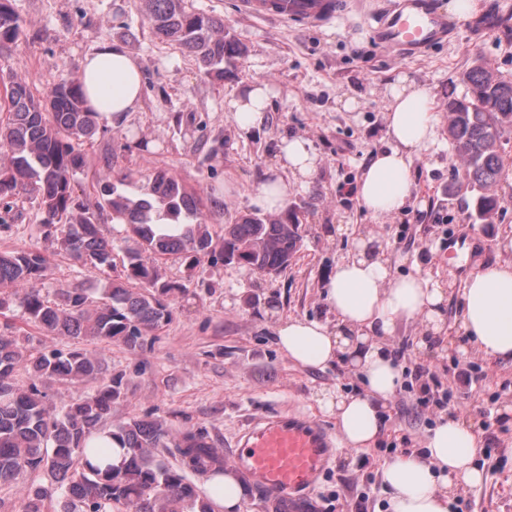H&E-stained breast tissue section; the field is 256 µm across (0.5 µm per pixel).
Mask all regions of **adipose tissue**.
Masks as SVG:
<instances>
[{"instance_id":"obj_1","label":"adipose tissue","mask_w":512,"mask_h":512,"mask_svg":"<svg viewBox=\"0 0 512 512\" xmlns=\"http://www.w3.org/2000/svg\"><path fill=\"white\" fill-rule=\"evenodd\" d=\"M79 80L87 105L109 123L122 122L141 103L143 74L138 60L122 45L99 46L79 62ZM269 89L256 83L228 104L245 131L261 126ZM387 108L389 147L375 153L353 192L374 218L398 212L412 198L414 155L433 143L436 108L423 85L400 79L390 89ZM280 170L260 184L253 202L276 212L288 200V182L308 183L318 167L309 142L285 141ZM325 301L334 324L318 320H279L274 336L279 349L304 367L352 366L364 390L343 395L328 392L320 406L336 418L343 443L353 449L375 444L382 413L394 396L404 371L389 339L401 323L417 322L426 336L447 335L444 307L450 288L429 273L415 270L395 275L379 240L358 235L353 254L337 264L325 286ZM459 330L468 339L463 357L488 362L512 361V259L473 271L459 293ZM480 437L455 412L441 413L429 430L421 453L399 457L381 471L389 489L388 512H450L456 494L483 480L476 457Z\"/></svg>"}]
</instances>
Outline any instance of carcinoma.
<instances>
[{
	"mask_svg": "<svg viewBox=\"0 0 512 512\" xmlns=\"http://www.w3.org/2000/svg\"><path fill=\"white\" fill-rule=\"evenodd\" d=\"M157 38L192 56L206 76L224 77V63L238 47L224 35V21L197 11L189 0H144ZM21 34L19 19L0 0V48ZM470 95L448 98V140L460 163L458 188L472 193L469 218L483 223L500 208L494 187L506 172L502 138L512 129V80L475 64L468 72ZM7 112L0 121V204L27 189L35 193L37 215L48 228L64 227L60 247L82 266L112 267V244L101 236L96 214L77 202L74 176L85 165L82 141L92 137L100 114L85 102L80 82L67 77L45 95L23 80L0 82ZM97 208L124 221L127 264L123 277L103 290L101 301L79 288H63L51 303L32 287L48 270L47 258L34 251L0 253V311L10 308L5 290L25 289L20 306L50 334L78 342H119L130 350L172 319L170 297L179 286L164 279L154 258L179 253L192 270L201 261L222 262L250 274L282 272L301 250L303 237L295 206L277 216L248 214L224 225L214 239L202 203L179 177L160 169L135 191L118 189L100 176ZM33 377L81 383L101 379L93 393L52 413L37 384L19 383L16 370ZM124 376L107 374L101 359L74 345L67 350H33L0 334V485L17 484L29 472L42 471L52 486L28 490L24 512H44L57 490L61 512H215L187 472L212 476L224 472V458L208 433L187 428L174 435L160 420L131 417L111 427L112 405L123 397ZM107 430L124 449V462L102 467L85 458L86 441ZM105 457L109 448H92ZM179 456L176 468L165 456Z\"/></svg>",
	"mask_w": 512,
	"mask_h": 512,
	"instance_id": "obj_1",
	"label": "carcinoma"
}]
</instances>
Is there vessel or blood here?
Wrapping results in <instances>:
<instances>
[{"mask_svg":"<svg viewBox=\"0 0 512 512\" xmlns=\"http://www.w3.org/2000/svg\"><path fill=\"white\" fill-rule=\"evenodd\" d=\"M352 0H238L251 17H275L301 26L333 22ZM454 22L436 0H390L374 17L370 37L411 59L448 41ZM339 449L319 422L284 413L251 419L224 450V458L255 488L265 512H314L321 477Z\"/></svg>","mask_w":512,"mask_h":512,"instance_id":"b4317fda","label":"vessel or blood"}]
</instances>
